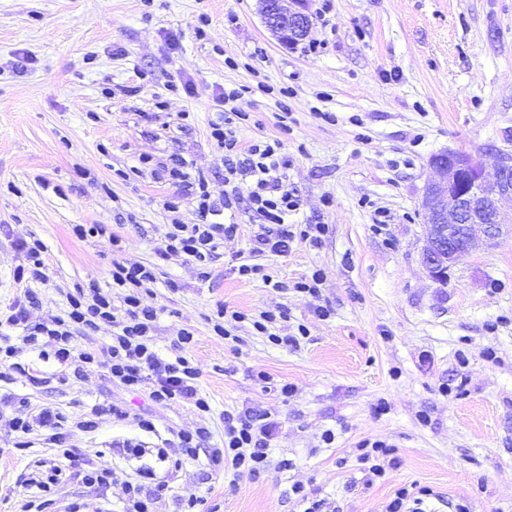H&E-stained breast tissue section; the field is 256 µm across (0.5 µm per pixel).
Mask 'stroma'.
Instances as JSON below:
<instances>
[{
    "instance_id": "35a3bbf8",
    "label": "stroma",
    "mask_w": 512,
    "mask_h": 512,
    "mask_svg": "<svg viewBox=\"0 0 512 512\" xmlns=\"http://www.w3.org/2000/svg\"><path fill=\"white\" fill-rule=\"evenodd\" d=\"M317 54L273 36L259 0H0V308L22 297L16 242L46 246L47 283L34 284L37 312L60 313L59 287L111 289L112 262L156 259L178 187L151 175L119 178L142 157L192 160L214 202L239 197L224 221L237 225L200 280L192 265L165 263L143 304L159 308L156 350L175 356L176 331L194 329L193 357L210 399L206 422L222 434L225 413L245 408L278 424L270 467L254 476L207 475L204 463L169 478L175 498L196 495L219 512H304L305 485L322 512H382L402 486L435 493L427 512H512V234L477 246L432 280L421 265L426 226L418 203L431 157L462 151L494 163L512 155V0H305ZM136 94H127V87ZM242 89L246 145L279 139L286 185L299 207L292 224H322L321 245L294 244L261 260L265 277L239 276L251 262L248 182L224 180V151L209 137L218 95ZM188 121H180V113ZM389 221H374L375 209ZM75 224H102L78 239ZM119 245H112V238ZM320 274L318 296L297 282ZM242 312L230 339L214 336L217 306ZM284 309L275 332L307 334L275 345L251 319ZM0 397L87 413L112 404L135 411L146 393L113 386L106 369L60 382L53 363L20 358ZM266 380H257V372ZM296 392L282 397L280 387ZM335 438L326 443L325 431ZM14 446L0 428V512H22L25 487L51 452L38 434ZM133 426L105 421L73 431L77 468L133 474L120 442ZM394 445L384 481L355 462L360 441ZM123 490L71 480L58 512H121Z\"/></svg>"
}]
</instances>
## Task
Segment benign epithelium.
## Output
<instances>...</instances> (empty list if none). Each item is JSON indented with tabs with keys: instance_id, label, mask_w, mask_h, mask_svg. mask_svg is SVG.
Returning <instances> with one entry per match:
<instances>
[{
	"instance_id": "obj_1",
	"label": "benign epithelium",
	"mask_w": 512,
	"mask_h": 512,
	"mask_svg": "<svg viewBox=\"0 0 512 512\" xmlns=\"http://www.w3.org/2000/svg\"><path fill=\"white\" fill-rule=\"evenodd\" d=\"M303 2L260 0L265 25L279 39H306L313 22ZM429 166L435 178L426 183L420 203L427 224L421 263L442 284L475 246L474 227H481L488 247L503 236L500 203L512 200V160L500 157L489 168L478 156L450 151L433 156Z\"/></svg>"
}]
</instances>
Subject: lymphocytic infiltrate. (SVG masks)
<instances>
[{
    "instance_id": "obj_1",
    "label": "lymphocytic infiltrate",
    "mask_w": 512,
    "mask_h": 512,
    "mask_svg": "<svg viewBox=\"0 0 512 512\" xmlns=\"http://www.w3.org/2000/svg\"><path fill=\"white\" fill-rule=\"evenodd\" d=\"M248 119L247 113L232 110L223 122L212 124L210 136L224 151L225 179L241 176L252 180L249 203L263 219L250 237L252 254L285 255L294 243L310 239L314 234L323 235L325 227L315 224L311 229L297 232L289 224L288 215L296 210L298 202L285 185L288 159L277 140L243 146L233 125ZM187 168L188 163L182 158L163 167L162 176L181 189L180 196L166 201L164 207L175 214L182 199H192L200 221L185 224L174 218L155 250L154 263L146 264L134 258L113 261L112 283L123 290L120 302H113L111 294L100 288H77L66 291L68 309L64 314L32 320L26 303L34 298L31 284L47 280L45 246L35 238L19 240L24 262L16 270L15 280L25 285V300L11 304L0 314V327L18 326L22 334L15 339L0 336V380L5 379L4 369L11 360L30 350L37 352L39 359L53 360L61 381L81 382L96 368L104 367L112 384L126 391H147L155 403L191 406L200 417L210 413V400L200 389V372L190 355L193 330L178 329L175 341L180 350L178 356L172 359L160 356L153 342L158 313L156 308L142 302L143 292L157 281L160 262L182 260L195 266L199 279H208L209 266L220 244L225 236L237 230L236 225L224 221V213L232 209L234 198H224L219 204L212 202L207 178L190 177ZM101 331L106 332V341L100 345L92 342V335ZM78 332L87 336V344H74ZM108 415L130 421L144 433L156 431L151 413L145 410L132 415L112 405L92 409L89 414L72 420L60 410L35 407L28 398H13L12 413L1 424L21 439L34 430H44L45 442L57 457L56 463L35 471L29 478L28 484L35 493L27 501L25 512H51L61 486L73 477L96 489L122 483L123 512H155L156 504L168 488L167 481L158 479L157 466H164L173 474L186 463L202 459L215 474L230 470L237 475H256L270 465L267 450L277 431L276 422L267 415L248 409L235 414L228 412L224 415V435L218 442L214 441L210 427L200 420L173 430L171 437L162 439L154 448L127 445L126 453L141 461L134 475L127 479H120L111 467L97 466L68 474L66 464L75 458V450L69 444L71 429L96 431Z\"/></svg>"
}]
</instances>
